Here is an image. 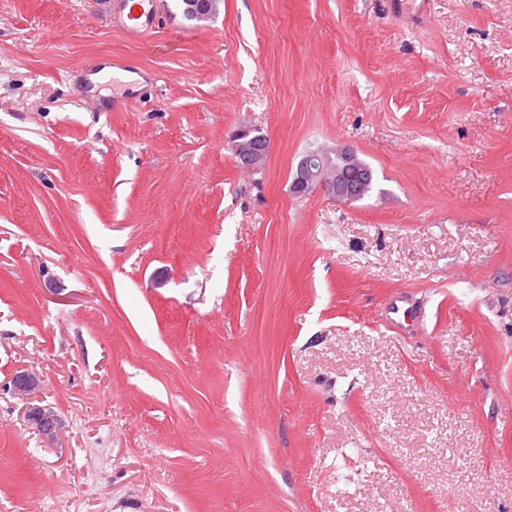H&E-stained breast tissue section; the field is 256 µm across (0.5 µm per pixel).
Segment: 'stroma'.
Returning <instances> with one entry per match:
<instances>
[{
  "label": "stroma",
  "mask_w": 512,
  "mask_h": 512,
  "mask_svg": "<svg viewBox=\"0 0 512 512\" xmlns=\"http://www.w3.org/2000/svg\"><path fill=\"white\" fill-rule=\"evenodd\" d=\"M112 8L0 0V512H512V0ZM255 127L244 126L235 131L229 138V147L239 167L259 171L265 164L269 145L258 144L255 137H249ZM366 188L364 165L353 151L341 146L319 148L303 156L290 185L295 196L318 190L347 203L357 202ZM26 417L47 441L53 442L57 438L61 424L53 411L38 405H28Z\"/></svg>",
  "instance_id": "obj_1"
}]
</instances>
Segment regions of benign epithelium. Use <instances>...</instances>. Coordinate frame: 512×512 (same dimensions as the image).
<instances>
[{"instance_id": "7a95c632", "label": "benign epithelium", "mask_w": 512, "mask_h": 512, "mask_svg": "<svg viewBox=\"0 0 512 512\" xmlns=\"http://www.w3.org/2000/svg\"><path fill=\"white\" fill-rule=\"evenodd\" d=\"M219 0H184L185 12L191 17L206 21L217 14ZM253 127H243L229 138V147L239 167L259 171L265 164L269 146L257 143L251 137ZM367 188L366 169L358 156L341 146L319 148L303 156L290 185L295 196L321 191L324 194L353 203L360 199ZM15 395L26 398L38 386L37 379L23 371L11 380ZM26 417L49 442L54 441L60 430V420L53 411L38 405L26 407Z\"/></svg>"}]
</instances>
